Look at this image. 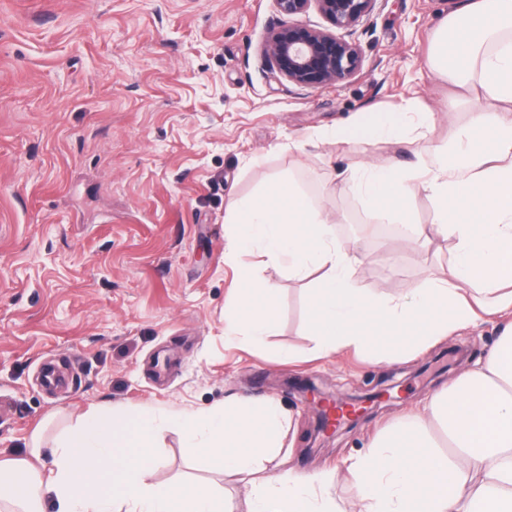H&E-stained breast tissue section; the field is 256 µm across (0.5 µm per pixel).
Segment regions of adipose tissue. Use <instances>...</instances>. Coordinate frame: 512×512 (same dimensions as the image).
I'll use <instances>...</instances> for the list:
<instances>
[{
  "instance_id": "ef3b65f1",
  "label": "adipose tissue",
  "mask_w": 512,
  "mask_h": 512,
  "mask_svg": "<svg viewBox=\"0 0 512 512\" xmlns=\"http://www.w3.org/2000/svg\"><path fill=\"white\" fill-rule=\"evenodd\" d=\"M425 65L471 96L469 122L439 142L431 112L364 113L341 140L406 138L416 161L352 169L343 189L398 221L416 195L431 198L429 229L411 236L451 244L443 278L408 298L359 288V259L337 244L335 216L291 180L228 208L229 260L257 252L312 279L306 334L316 357L354 349L387 361L512 310V0H464L441 20ZM239 279L224 319L232 338L257 345L276 329L278 293L248 266ZM172 423L197 456L246 481L248 512H340L333 489L343 473L358 512H512V321L483 361L345 459L342 472L278 467L287 416L271 397L231 398L174 421L152 407L89 412L56 438L50 465L0 460V512H236L217 484L155 482V450Z\"/></svg>"
}]
</instances>
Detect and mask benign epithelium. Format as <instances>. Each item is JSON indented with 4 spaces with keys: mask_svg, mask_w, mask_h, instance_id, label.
Returning <instances> with one entry per match:
<instances>
[{
    "mask_svg": "<svg viewBox=\"0 0 512 512\" xmlns=\"http://www.w3.org/2000/svg\"><path fill=\"white\" fill-rule=\"evenodd\" d=\"M378 0H276L288 21L272 28L263 49L264 65L289 82L318 89L355 77L362 69L360 47L345 38L375 9ZM316 9L327 22L324 28L302 20ZM316 415L317 431L328 433L331 421L321 403L310 401Z\"/></svg>",
    "mask_w": 512,
    "mask_h": 512,
    "instance_id": "1",
    "label": "benign epithelium"
}]
</instances>
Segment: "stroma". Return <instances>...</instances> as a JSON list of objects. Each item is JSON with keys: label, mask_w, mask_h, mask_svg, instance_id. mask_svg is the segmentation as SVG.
<instances>
[{"label": "stroma", "mask_w": 512, "mask_h": 512, "mask_svg": "<svg viewBox=\"0 0 512 512\" xmlns=\"http://www.w3.org/2000/svg\"><path fill=\"white\" fill-rule=\"evenodd\" d=\"M458 2L378 0L346 35L360 73L311 90L263 64L282 21L275 0H0V456L28 457L39 430L51 447L92 409L272 396L294 418L289 466L333 469L484 358L493 322L390 364L350 351L279 361L308 344L309 283L257 255L258 279L279 292L277 332L257 349L224 336L238 281L224 218L275 179L336 215L337 242L365 256L366 292L407 296L442 276L450 243L409 241L430 224V198L412 199L410 223L384 235L382 214L338 190L346 169L412 162L410 145L332 135L367 110L430 109L438 140L469 121L470 103L424 64ZM296 379L345 412L326 443L287 386ZM385 388L390 401H365ZM155 479L213 481L248 507L245 483L193 460L174 428Z\"/></svg>", "instance_id": "stroma-1"}]
</instances>
